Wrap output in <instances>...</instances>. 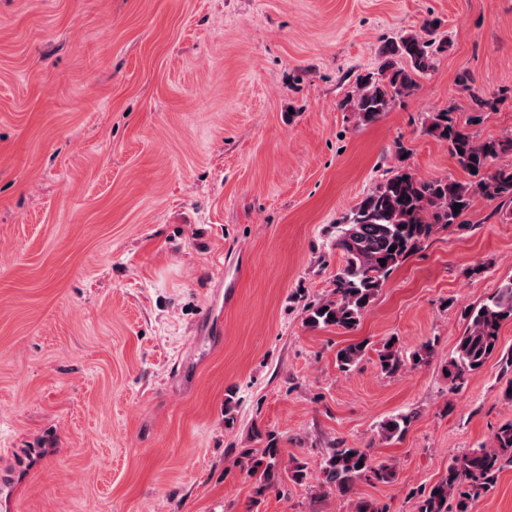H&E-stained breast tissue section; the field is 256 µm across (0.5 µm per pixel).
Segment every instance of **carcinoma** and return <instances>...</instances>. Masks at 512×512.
I'll return each instance as SVG.
<instances>
[{
    "instance_id": "1",
    "label": "carcinoma",
    "mask_w": 512,
    "mask_h": 512,
    "mask_svg": "<svg viewBox=\"0 0 512 512\" xmlns=\"http://www.w3.org/2000/svg\"><path fill=\"white\" fill-rule=\"evenodd\" d=\"M448 39L435 18L424 21L420 31L409 32L382 48L383 62L359 77L353 95L344 106L359 125L379 120L404 99L413 95L420 80L434 69L436 56L445 51ZM470 115L461 122L457 107L450 104L425 119V132L448 144V150L463 171L464 182L452 176L422 178L405 167L385 172L366 193L334 224L332 247L341 262L332 280L330 294L304 304L305 322L311 327L358 328L365 313L378 297L386 280L399 265L418 251L438 230L467 228L464 217L480 199L512 205V164L499 161L512 156V135L480 138L470 127L483 115L512 98L503 88L486 96L471 93ZM460 208H454V205ZM395 250H390V247ZM386 263H381V260ZM512 321V279L502 283L484 303L468 313V324L448 358L445 372L451 388L481 370L500 351L502 326ZM368 352V340L349 343L336 353L340 370L356 368ZM381 372L396 376L406 366V356L396 345L384 342L377 350ZM414 419L412 413L393 415L380 424L387 439L402 436ZM283 449L270 443L260 456L250 459L249 470L260 473L255 495L263 496L282 486L283 476L296 483L306 478V465L292 458V469L282 468ZM512 465V420L500 424L491 446L470 448L454 458L448 471L433 486L417 494L416 512H470L471 505L495 485L504 468ZM323 484L350 497L358 483H388L394 467L376 462L363 448L332 445L322 466Z\"/></svg>"
}]
</instances>
